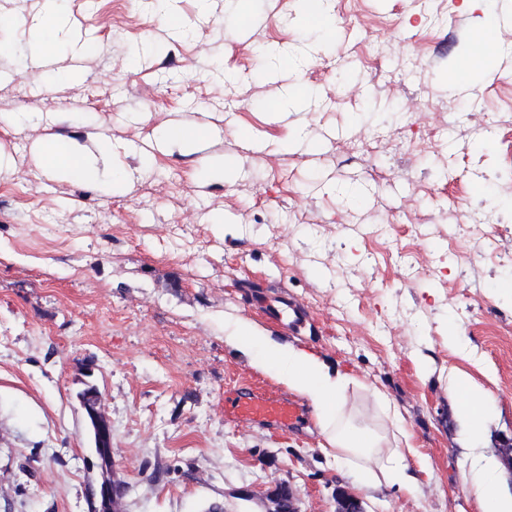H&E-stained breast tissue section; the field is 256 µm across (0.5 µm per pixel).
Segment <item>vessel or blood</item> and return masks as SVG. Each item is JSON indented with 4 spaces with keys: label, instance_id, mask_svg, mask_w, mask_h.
I'll return each mask as SVG.
<instances>
[{
    "label": "vessel or blood",
    "instance_id": "1",
    "mask_svg": "<svg viewBox=\"0 0 512 512\" xmlns=\"http://www.w3.org/2000/svg\"><path fill=\"white\" fill-rule=\"evenodd\" d=\"M224 416L231 422H249L283 432L297 428L304 419L297 402L270 394L252 382L225 390Z\"/></svg>",
    "mask_w": 512,
    "mask_h": 512
}]
</instances>
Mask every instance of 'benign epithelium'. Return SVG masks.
<instances>
[{"label": "benign epithelium", "instance_id": "obj_1", "mask_svg": "<svg viewBox=\"0 0 512 512\" xmlns=\"http://www.w3.org/2000/svg\"><path fill=\"white\" fill-rule=\"evenodd\" d=\"M86 420L91 448L100 458L103 474L99 483L88 494L91 512H124L123 496L117 494L121 483L112 458V422L106 415L99 389L89 385L77 395ZM297 493L284 481L271 493L265 512H299ZM335 512H366L362 499L346 487H336Z\"/></svg>", "mask_w": 512, "mask_h": 512}]
</instances>
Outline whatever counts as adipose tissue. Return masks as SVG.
<instances>
[{
	"label": "adipose tissue",
	"mask_w": 512,
	"mask_h": 512,
	"mask_svg": "<svg viewBox=\"0 0 512 512\" xmlns=\"http://www.w3.org/2000/svg\"><path fill=\"white\" fill-rule=\"evenodd\" d=\"M228 340L288 389L310 400L328 453L356 472L361 486L395 485L409 491L419 486L420 471L408 461L416 450L409 446L408 435L400 428V413L386 394L377 393L376 398L399 433L394 438V448L385 454L381 451L383 437L371 427L354 421L355 409L349 406L347 398L349 378L332 370L314 352L287 347L260 335L247 320L238 321L232 327ZM451 392L456 415L465 428L472 452L471 483L482 512H512V492L503 490L498 481L500 462L482 446L490 419L489 391L475 384L468 374L461 373Z\"/></svg>",
	"instance_id": "obj_1"
}]
</instances>
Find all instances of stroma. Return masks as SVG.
I'll return each instance as SVG.
<instances>
[{
    "label": "stroma",
    "instance_id": "1",
    "mask_svg": "<svg viewBox=\"0 0 512 512\" xmlns=\"http://www.w3.org/2000/svg\"><path fill=\"white\" fill-rule=\"evenodd\" d=\"M49 13L59 39L40 56ZM488 14L502 75L459 78ZM1 71L15 79L0 82V512H87L86 378L125 512H264L284 480L300 512H334L339 485L367 512H480L450 384L462 371L490 391L498 454L512 439V0H0ZM297 84L307 96L288 103ZM421 105L445 125L435 137L399 115ZM174 125L204 135L175 142ZM56 143L97 180L44 169ZM487 199L501 230L451 238ZM239 318L354 378L359 418L381 429L371 391L386 392L420 489L360 487L314 417L287 433L226 421L227 388L287 392L227 343Z\"/></svg>",
    "mask_w": 512,
    "mask_h": 512
}]
</instances>
